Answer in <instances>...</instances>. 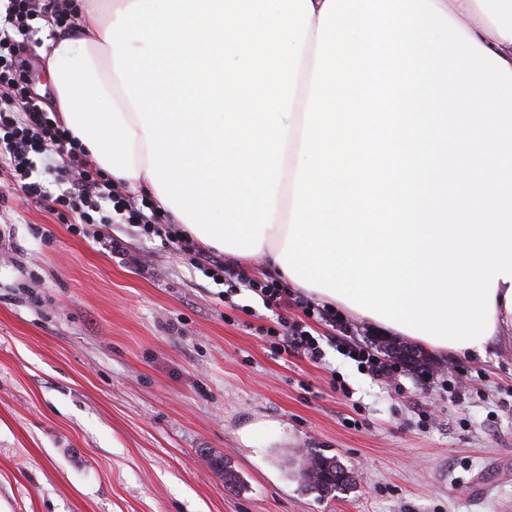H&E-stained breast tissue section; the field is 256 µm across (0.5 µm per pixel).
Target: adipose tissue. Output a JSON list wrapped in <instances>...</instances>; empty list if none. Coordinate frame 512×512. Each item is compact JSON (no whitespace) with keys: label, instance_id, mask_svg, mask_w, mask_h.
<instances>
[{"label":"adipose tissue","instance_id":"ef3b65f1","mask_svg":"<svg viewBox=\"0 0 512 512\" xmlns=\"http://www.w3.org/2000/svg\"><path fill=\"white\" fill-rule=\"evenodd\" d=\"M54 108L189 235L433 353L512 330V0H114Z\"/></svg>","mask_w":512,"mask_h":512}]
</instances>
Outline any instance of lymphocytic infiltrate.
Returning a JSON list of instances; mask_svg holds the SVG:
<instances>
[{
  "label": "lymphocytic infiltrate",
  "mask_w": 512,
  "mask_h": 512,
  "mask_svg": "<svg viewBox=\"0 0 512 512\" xmlns=\"http://www.w3.org/2000/svg\"><path fill=\"white\" fill-rule=\"evenodd\" d=\"M50 14L55 26L69 29L78 22L74 0H9L0 27V172H7L14 190L26 199L62 216H74L71 230L84 234L86 226L119 218L140 225L145 236L163 238L165 247L189 257L192 265L215 283H229L230 293L244 290L257 295L267 310L277 311L263 337L280 353L299 354L319 364L325 352L319 340L301 322L281 316L292 296L275 279L258 280L244 270L226 265L222 256L201 250L178 225L150 201L125 194L111 175L91 164L80 142L29 97L26 89L27 54L34 48L31 22ZM53 173L56 191H49L43 174Z\"/></svg>",
  "instance_id": "lymphocytic-infiltrate-1"
}]
</instances>
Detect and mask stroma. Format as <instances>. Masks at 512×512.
Segmentation results:
<instances>
[{
  "mask_svg": "<svg viewBox=\"0 0 512 512\" xmlns=\"http://www.w3.org/2000/svg\"><path fill=\"white\" fill-rule=\"evenodd\" d=\"M109 229L128 259L22 192L0 206V512H512L511 343L424 351L383 384L342 348L407 339L351 317L314 324L316 365L263 339L257 295L224 299L160 238ZM312 448L352 485L302 491Z\"/></svg>",
  "mask_w": 512,
  "mask_h": 512,
  "instance_id": "35a3bbf8",
  "label": "stroma"
}]
</instances>
